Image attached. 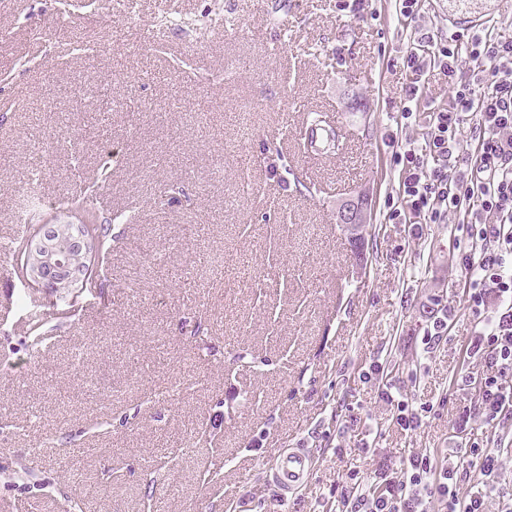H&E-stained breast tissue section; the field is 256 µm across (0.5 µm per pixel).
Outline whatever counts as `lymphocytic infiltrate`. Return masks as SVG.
<instances>
[{"label":"lymphocytic infiltrate","instance_id":"obj_1","mask_svg":"<svg viewBox=\"0 0 512 512\" xmlns=\"http://www.w3.org/2000/svg\"><path fill=\"white\" fill-rule=\"evenodd\" d=\"M466 54L482 67L480 88L460 75ZM402 64L414 77L405 89L403 118L414 114L420 97L416 79L425 70H441L453 94L447 107L431 111L423 145L408 144L398 154L399 193L406 208L394 210L390 217L399 220L408 211L440 224L448 215L459 214L469 228L468 286L461 302L480 312L492 290L498 307L465 350L487 371L469 378L477 399L462 420L490 425L512 417V38L466 27L442 42L418 32ZM469 117L474 120L475 150L463 166L458 133ZM467 454L480 467V490L462 493L458 463L441 465L431 451L422 449L398 466L379 460L368 478L342 489L336 512H427L430 499L437 500L440 512H486L483 490L497 483L504 460L478 438L469 439Z\"/></svg>","mask_w":512,"mask_h":512}]
</instances>
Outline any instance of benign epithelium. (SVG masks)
<instances>
[{"label": "benign epithelium", "mask_w": 512, "mask_h": 512, "mask_svg": "<svg viewBox=\"0 0 512 512\" xmlns=\"http://www.w3.org/2000/svg\"><path fill=\"white\" fill-rule=\"evenodd\" d=\"M368 203L349 200L338 211V223L344 230L362 233L369 224ZM67 244L73 251L88 254L92 241L81 224H43L28 241L26 277L38 286L68 291L79 287L87 278L82 267L64 265L55 259L59 244Z\"/></svg>", "instance_id": "benign-epithelium-1"}]
</instances>
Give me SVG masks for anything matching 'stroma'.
<instances>
[{
  "label": "stroma",
  "mask_w": 512,
  "mask_h": 512,
  "mask_svg": "<svg viewBox=\"0 0 512 512\" xmlns=\"http://www.w3.org/2000/svg\"><path fill=\"white\" fill-rule=\"evenodd\" d=\"M0 0V243L18 234L31 166L47 223L99 176L112 218L106 274L65 294L0 268V512H334L351 472L427 448L462 461L458 421L479 316L460 306L469 251L457 223L401 224L402 56L414 28L447 39L474 23L512 37V0H423L405 28L394 0ZM95 18L97 57L45 37ZM50 85L45 149L14 105ZM364 196L355 257L336 218ZM135 211L133 222L115 221ZM245 280L224 284L214 265ZM448 333L424 344L430 317ZM423 407L415 431L380 396ZM314 468L280 500L278 454ZM220 470L185 487L184 473ZM97 476L89 497L81 479Z\"/></svg>",
  "instance_id": "obj_1"
}]
</instances>
